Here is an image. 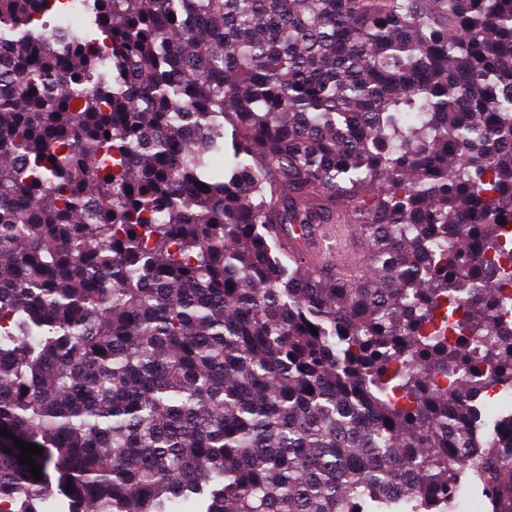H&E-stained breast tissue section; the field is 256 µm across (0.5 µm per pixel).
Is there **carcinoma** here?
<instances>
[{
    "label": "carcinoma",
    "mask_w": 512,
    "mask_h": 512,
    "mask_svg": "<svg viewBox=\"0 0 512 512\" xmlns=\"http://www.w3.org/2000/svg\"><path fill=\"white\" fill-rule=\"evenodd\" d=\"M81 5L0 0V501L512 512V0ZM355 241L354 224H323L309 245L318 267L332 260H336L337 267H344L352 260ZM499 389L500 391L497 393L496 389L489 388L483 391L480 395L486 399H493L494 397L496 398L495 400H491L486 404L488 410L486 419L489 422L493 420L497 415L510 411L512 406V390H505L502 388Z\"/></svg>",
    "instance_id": "carcinoma-1"
}]
</instances>
